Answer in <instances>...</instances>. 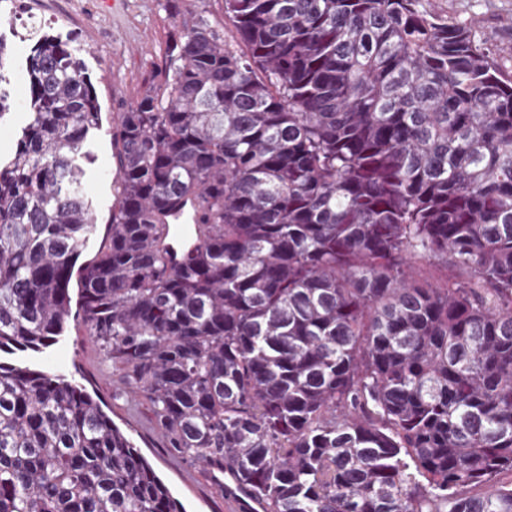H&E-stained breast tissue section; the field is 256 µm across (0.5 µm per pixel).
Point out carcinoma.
Instances as JSON below:
<instances>
[{
  "mask_svg": "<svg viewBox=\"0 0 512 512\" xmlns=\"http://www.w3.org/2000/svg\"><path fill=\"white\" fill-rule=\"evenodd\" d=\"M224 18L238 45L182 19L162 82L114 120L118 198L79 267L101 105L76 39L28 33L0 352L78 320L165 447L263 512H512L504 51L430 0H224ZM188 195L202 240L173 263ZM0 512L185 509L82 387L0 362Z\"/></svg>",
  "mask_w": 512,
  "mask_h": 512,
  "instance_id": "carcinoma-1",
  "label": "carcinoma"
}]
</instances>
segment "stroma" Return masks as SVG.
<instances>
[{
  "mask_svg": "<svg viewBox=\"0 0 512 512\" xmlns=\"http://www.w3.org/2000/svg\"><path fill=\"white\" fill-rule=\"evenodd\" d=\"M438 10L472 25L481 40L512 52V0H435ZM205 12L220 22L226 43L238 40L232 23L224 19V0H0V34L7 42L4 81L11 107L0 117V158L11 155L25 125L26 58L30 44L23 40V22L36 18L45 28L73 34L88 50L86 62L102 106V127L88 148L86 189L95 206L96 225L82 254L91 259L106 235L115 204L112 178L116 160L110 130L117 113L126 111L156 80V67L165 56L169 36L176 34V19ZM0 361L24 364L65 375L101 400L114 423L132 440L157 474L182 502L186 512H228L223 492L202 466L172 456L154 426L147 404L130 406L114 397L117 377L102 359L96 337L84 327L70 325L59 342L39 354L0 353Z\"/></svg>",
  "mask_w": 512,
  "mask_h": 512,
  "instance_id": "stroma-1",
  "label": "stroma"
}]
</instances>
